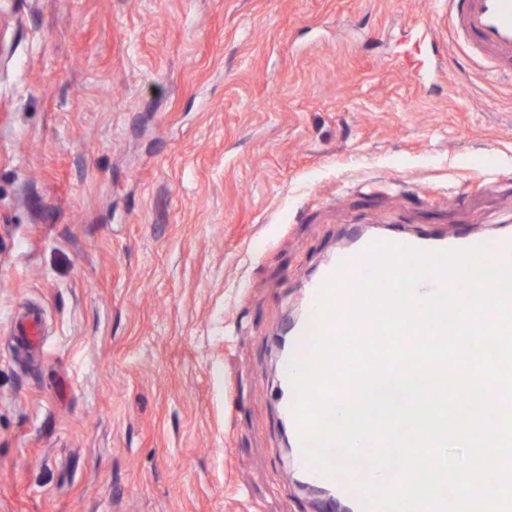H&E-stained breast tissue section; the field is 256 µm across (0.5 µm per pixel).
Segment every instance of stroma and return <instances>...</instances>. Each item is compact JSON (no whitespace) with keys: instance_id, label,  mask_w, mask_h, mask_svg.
Returning a JSON list of instances; mask_svg holds the SVG:
<instances>
[{"instance_id":"1","label":"stroma","mask_w":512,"mask_h":512,"mask_svg":"<svg viewBox=\"0 0 512 512\" xmlns=\"http://www.w3.org/2000/svg\"><path fill=\"white\" fill-rule=\"evenodd\" d=\"M435 9L0 0V512H342L270 396L308 279L377 221L512 232V84L412 81Z\"/></svg>"}]
</instances>
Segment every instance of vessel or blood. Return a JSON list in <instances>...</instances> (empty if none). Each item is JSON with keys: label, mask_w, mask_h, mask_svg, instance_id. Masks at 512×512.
I'll return each mask as SVG.
<instances>
[{"label": "vessel or blood", "mask_w": 512, "mask_h": 512, "mask_svg": "<svg viewBox=\"0 0 512 512\" xmlns=\"http://www.w3.org/2000/svg\"><path fill=\"white\" fill-rule=\"evenodd\" d=\"M453 31L462 39L472 57L477 58L500 72L512 73V0H447L444 12L437 14L432 22L429 35L437 49H444L443 34ZM395 242L429 250L467 248L476 245L472 236L452 235H405L398 234ZM370 242L363 236L352 245L341 249L307 282V302L302 317L292 323L289 335L302 336L305 346H292L280 356L278 386L275 392L280 412L285 420H292L295 393L292 385L290 362L304 353H312L315 342L311 338L312 328L320 314L319 289L326 281L334 278H350L352 269L348 262ZM294 469L306 475L311 483L329 485L350 501H358L359 495L350 481L343 477H327L313 471L302 450L294 452Z\"/></svg>", "instance_id": "1"}]
</instances>
